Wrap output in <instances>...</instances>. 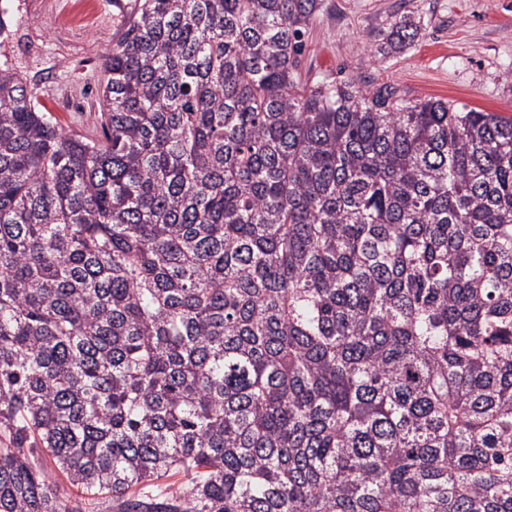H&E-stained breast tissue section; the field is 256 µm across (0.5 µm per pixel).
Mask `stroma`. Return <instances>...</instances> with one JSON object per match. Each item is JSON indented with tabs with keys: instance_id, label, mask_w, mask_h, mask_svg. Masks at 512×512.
Instances as JSON below:
<instances>
[{
	"instance_id": "1",
	"label": "stroma",
	"mask_w": 512,
	"mask_h": 512,
	"mask_svg": "<svg viewBox=\"0 0 512 512\" xmlns=\"http://www.w3.org/2000/svg\"><path fill=\"white\" fill-rule=\"evenodd\" d=\"M72 2L8 0L11 32L0 43V62L39 84L59 125L92 135L101 123L103 57L131 0H96L88 25L63 22ZM411 12L428 19L416 42L398 54L371 55L378 30ZM301 73L512 113V0H324L303 38Z\"/></svg>"
}]
</instances>
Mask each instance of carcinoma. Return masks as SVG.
<instances>
[{
    "mask_svg": "<svg viewBox=\"0 0 512 512\" xmlns=\"http://www.w3.org/2000/svg\"><path fill=\"white\" fill-rule=\"evenodd\" d=\"M321 8L134 0L93 137L0 63V512H512V115L302 81ZM35 464L38 468L46 471L49 475L53 476L57 485L60 489L59 496L63 499H74L81 498V496H85L79 488L71 486L66 477L57 469L54 459L47 454L36 455Z\"/></svg>",
    "mask_w": 512,
    "mask_h": 512,
    "instance_id": "carcinoma-1",
    "label": "carcinoma"
}]
</instances>
